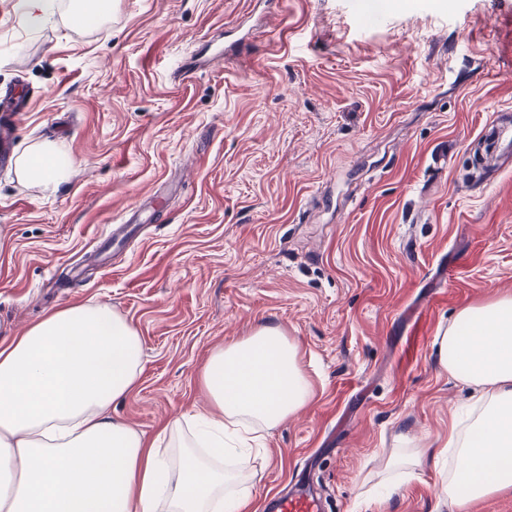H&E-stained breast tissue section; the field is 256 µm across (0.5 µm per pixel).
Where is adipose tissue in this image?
<instances>
[{
  "instance_id": "obj_1",
  "label": "adipose tissue",
  "mask_w": 512,
  "mask_h": 512,
  "mask_svg": "<svg viewBox=\"0 0 512 512\" xmlns=\"http://www.w3.org/2000/svg\"><path fill=\"white\" fill-rule=\"evenodd\" d=\"M16 168L29 185L65 182V145L30 146ZM136 328L106 303L46 314L0 348V512H246L249 494L227 455L313 399L299 348L262 325L209 356L200 383L213 406L146 440L112 415L142 365ZM436 361L476 388L479 406L442 448L394 457L411 474L447 460L441 495L457 512L512 489V296L461 308L436 341Z\"/></svg>"
}]
</instances>
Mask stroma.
I'll list each match as a JSON object with an SVG mask.
<instances>
[{"instance_id": "35a3bbf8", "label": "stroma", "mask_w": 512, "mask_h": 512, "mask_svg": "<svg viewBox=\"0 0 512 512\" xmlns=\"http://www.w3.org/2000/svg\"><path fill=\"white\" fill-rule=\"evenodd\" d=\"M6 88L30 104L14 158L61 141L75 164L50 191L0 167V345L110 304L143 342L113 413L151 439L208 409L215 348L278 326L316 395L238 458L247 512L297 489L453 512L443 469L387 489L383 468L475 406L435 341L512 295V154L483 142L512 125V0H115L93 30L0 0Z\"/></svg>"}]
</instances>
